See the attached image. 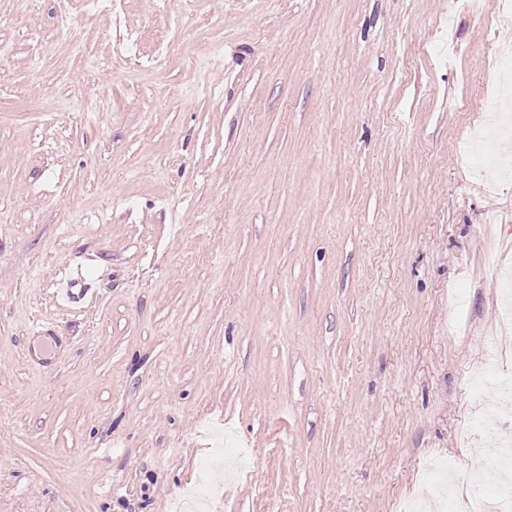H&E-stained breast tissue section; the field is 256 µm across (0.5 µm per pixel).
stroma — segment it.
Here are the masks:
<instances>
[{
    "mask_svg": "<svg viewBox=\"0 0 512 512\" xmlns=\"http://www.w3.org/2000/svg\"><path fill=\"white\" fill-rule=\"evenodd\" d=\"M508 42L486 0H0V512H445L438 458L495 494L512 167L463 157ZM93 258L73 260L67 268L57 273L55 280L56 300L66 307H74L86 297L93 295L94 270Z\"/></svg>",
    "mask_w": 512,
    "mask_h": 512,
    "instance_id": "35a3bbf8",
    "label": "stroma"
}]
</instances>
